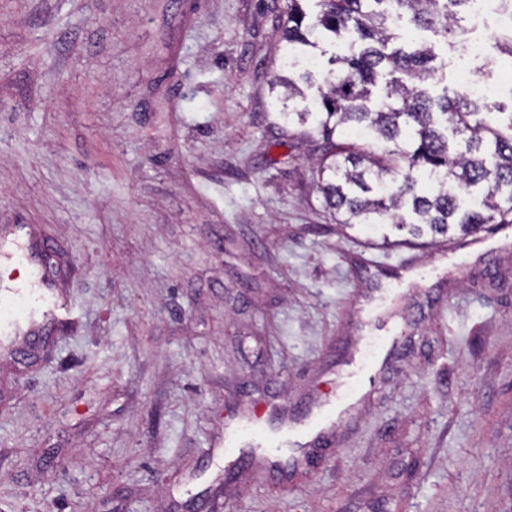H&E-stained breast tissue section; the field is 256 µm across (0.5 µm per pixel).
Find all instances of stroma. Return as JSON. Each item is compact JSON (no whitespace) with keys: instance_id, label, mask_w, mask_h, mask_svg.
Returning <instances> with one entry per match:
<instances>
[{"instance_id":"1","label":"stroma","mask_w":512,"mask_h":512,"mask_svg":"<svg viewBox=\"0 0 512 512\" xmlns=\"http://www.w3.org/2000/svg\"><path fill=\"white\" fill-rule=\"evenodd\" d=\"M285 9L0 0V237L69 310L0 347V512H512V250L403 284L400 232L331 219L268 93ZM393 329L308 469L228 468L242 411L335 400Z\"/></svg>"}]
</instances>
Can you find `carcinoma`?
Masks as SVG:
<instances>
[{
  "label": "carcinoma",
  "instance_id": "cac0c4a2",
  "mask_svg": "<svg viewBox=\"0 0 512 512\" xmlns=\"http://www.w3.org/2000/svg\"><path fill=\"white\" fill-rule=\"evenodd\" d=\"M288 0L279 24L286 54L314 59L348 43L329 69L275 76L284 123L318 133L316 187L338 224L392 223L414 237L512 224V115L504 127L460 90L430 94L441 68L433 46L389 48L406 11L443 40L461 33L469 0Z\"/></svg>",
  "mask_w": 512,
  "mask_h": 512
}]
</instances>
